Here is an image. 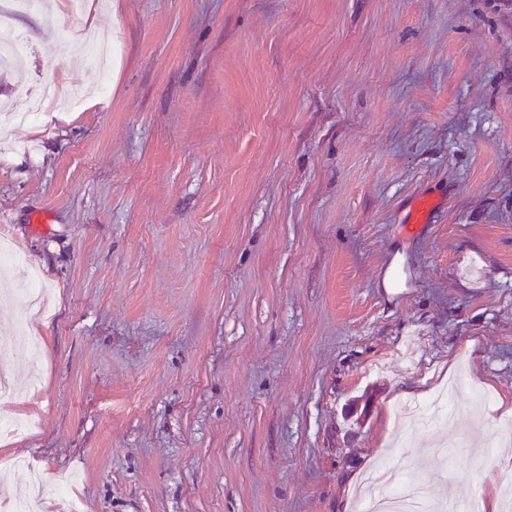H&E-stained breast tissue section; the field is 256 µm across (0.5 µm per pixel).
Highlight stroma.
<instances>
[{"mask_svg":"<svg viewBox=\"0 0 512 512\" xmlns=\"http://www.w3.org/2000/svg\"><path fill=\"white\" fill-rule=\"evenodd\" d=\"M0 99L108 92L0 135V492L59 512H354L512 487V0H88L18 14ZM440 195L407 231L418 193ZM404 285L381 286L395 253ZM48 292L25 318L26 271ZM456 384L457 419L394 405ZM379 473L368 478L362 497L358 498L357 511L375 509L372 512H436L441 511L428 497L406 494L401 490L402 479L394 470L379 465Z\"/></svg>","mask_w":512,"mask_h":512,"instance_id":"35a3bbf8","label":"stroma"}]
</instances>
